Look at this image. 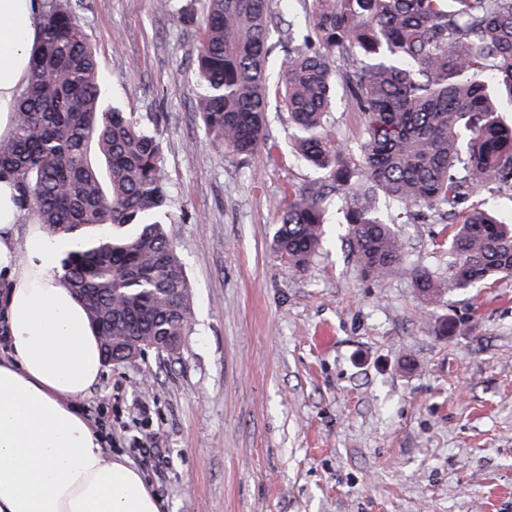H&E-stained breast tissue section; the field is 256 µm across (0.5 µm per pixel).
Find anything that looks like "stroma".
Here are the masks:
<instances>
[{
    "instance_id": "1",
    "label": "stroma",
    "mask_w": 512,
    "mask_h": 512,
    "mask_svg": "<svg viewBox=\"0 0 512 512\" xmlns=\"http://www.w3.org/2000/svg\"><path fill=\"white\" fill-rule=\"evenodd\" d=\"M157 2L71 0L113 104L163 146V220L193 296L180 355L106 365L80 399L107 451L165 512H512V279L425 304L412 270L446 271L452 227L385 199L404 259L363 278L332 194L323 249L302 271L281 258L276 221L317 175L275 94L255 154L208 140L194 86L204 0ZM330 120L342 145L362 140L347 97Z\"/></svg>"
}]
</instances>
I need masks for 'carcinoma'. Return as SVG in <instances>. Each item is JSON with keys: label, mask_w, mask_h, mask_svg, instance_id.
Listing matches in <instances>:
<instances>
[{"label": "carcinoma", "mask_w": 512, "mask_h": 512, "mask_svg": "<svg viewBox=\"0 0 512 512\" xmlns=\"http://www.w3.org/2000/svg\"><path fill=\"white\" fill-rule=\"evenodd\" d=\"M305 34L278 26L271 0H206L196 58L204 130L250 156L267 122L277 27L287 58L280 109L297 147L339 195L360 273L381 280L402 260L399 235L378 215V192L404 210L448 208L457 229L443 273L412 270L429 303L447 291L512 277V224L471 204L489 184L512 188V0H310ZM30 77L16 103L15 132L0 140V177L13 179L23 214L59 240L81 229L60 260L69 288H90L91 323L112 320L104 356L124 363L158 336L190 330L185 268L160 217L168 174L159 139L104 100V79L69 0H49ZM365 116L359 153L336 141L337 91ZM325 235L323 193L301 192L279 217L275 251L305 269Z\"/></svg>", "instance_id": "1"}]
</instances>
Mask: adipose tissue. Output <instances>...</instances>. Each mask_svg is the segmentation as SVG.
Returning <instances> with one entry per match:
<instances>
[{"mask_svg":"<svg viewBox=\"0 0 512 512\" xmlns=\"http://www.w3.org/2000/svg\"><path fill=\"white\" fill-rule=\"evenodd\" d=\"M38 0H0V139L39 35ZM22 211L0 179V512H163L142 473L107 454L77 402L104 371L100 339L62 278L64 248Z\"/></svg>","mask_w":512,"mask_h":512,"instance_id":"ef3b65f1","label":"adipose tissue"}]
</instances>
